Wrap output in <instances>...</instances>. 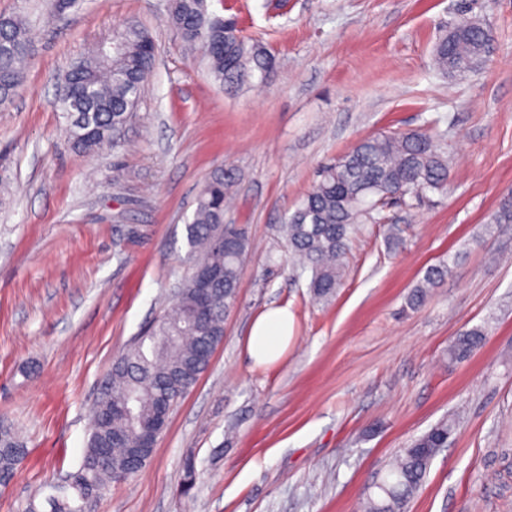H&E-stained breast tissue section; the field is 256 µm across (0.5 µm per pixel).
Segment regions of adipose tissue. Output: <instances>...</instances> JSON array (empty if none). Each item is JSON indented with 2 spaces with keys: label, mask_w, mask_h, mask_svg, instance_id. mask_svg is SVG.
Here are the masks:
<instances>
[{
  "label": "adipose tissue",
  "mask_w": 512,
  "mask_h": 512,
  "mask_svg": "<svg viewBox=\"0 0 512 512\" xmlns=\"http://www.w3.org/2000/svg\"><path fill=\"white\" fill-rule=\"evenodd\" d=\"M292 338V319L284 307H271L252 323L247 337L246 352L256 364L279 361Z\"/></svg>",
  "instance_id": "ef3b65f1"
}]
</instances>
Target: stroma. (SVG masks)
I'll return each instance as SVG.
<instances>
[{
	"mask_svg": "<svg viewBox=\"0 0 512 512\" xmlns=\"http://www.w3.org/2000/svg\"><path fill=\"white\" fill-rule=\"evenodd\" d=\"M171 0H0L38 33L23 88L0 109V421L29 454L0 512L74 471L114 361L176 302L185 224L214 171L235 175L225 219L248 228L238 302L208 370L170 413L146 465L99 512H359L389 461L463 413L406 512H512V0H207L276 58L272 83L226 93L169 25ZM491 51L465 77L433 50L460 19ZM151 34L156 63L120 147L71 149L57 86L127 23ZM439 127L446 191L362 225L335 295L315 300L277 234L316 172L360 139ZM138 237H130V229ZM455 259L419 308L426 272ZM288 307L292 340L254 365L253 319ZM483 346L448 359L459 333ZM197 481L178 494L186 459ZM485 336L483 326H476L461 333L448 346L449 361H461L469 357L482 346Z\"/></svg>",
	"mask_w": 512,
	"mask_h": 512,
	"instance_id": "obj_1",
	"label": "stroma"
}]
</instances>
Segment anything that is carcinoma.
<instances>
[{
  "instance_id": "cac0c4a2",
  "label": "carcinoma",
  "mask_w": 512,
  "mask_h": 512,
  "mask_svg": "<svg viewBox=\"0 0 512 512\" xmlns=\"http://www.w3.org/2000/svg\"><path fill=\"white\" fill-rule=\"evenodd\" d=\"M169 23L184 43L201 52L214 79L230 91L272 80L271 52L224 20L208 13L207 0H172ZM489 41L486 30L464 19L435 46L436 67L463 77L477 68ZM32 47V28L19 16L0 17V107L12 103L24 86V63ZM156 50L148 30L127 24L113 45H100L77 61L57 89L56 105L69 115L67 136L72 149L92 157L108 146L133 117L142 82L154 68ZM438 131L381 133L368 137L323 166L318 180L278 233L295 270L310 271L314 298L330 299L339 285L351 234L359 224H386L385 211L395 201L416 200L427 191L448 186V159ZM235 177L217 171L199 189L197 206L185 224L188 270L174 308L121 354L93 407L90 434L79 468L69 482L52 487L27 512H83L89 499L132 477L138 469L127 459L131 446L152 428L161 407H173L209 368L224 338V316L235 304L251 242L240 224L224 223L226 200ZM492 224H512V197L500 202ZM450 264L432 267L409 299L422 305L428 292L449 277ZM215 274L209 311L198 287L199 273ZM486 332L473 327L448 346V360L461 361L478 350ZM455 423L441 422L414 438L376 484L364 512H405L429 466L448 446ZM28 446L15 428L0 423V486L12 478L27 457Z\"/></svg>"
}]
</instances>
